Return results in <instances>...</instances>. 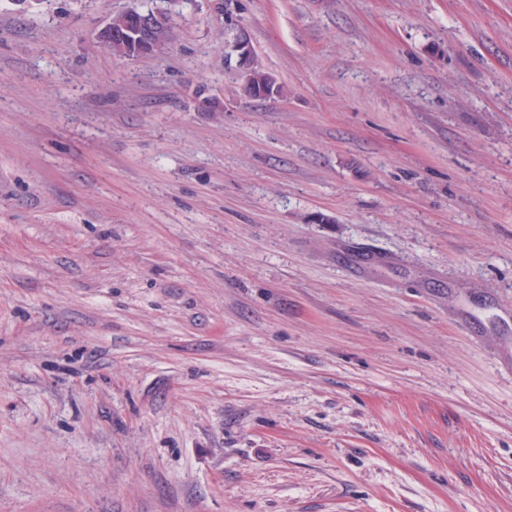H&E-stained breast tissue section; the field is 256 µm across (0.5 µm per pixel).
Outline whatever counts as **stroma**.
Returning a JSON list of instances; mask_svg holds the SVG:
<instances>
[{
  "label": "stroma",
  "mask_w": 512,
  "mask_h": 512,
  "mask_svg": "<svg viewBox=\"0 0 512 512\" xmlns=\"http://www.w3.org/2000/svg\"><path fill=\"white\" fill-rule=\"evenodd\" d=\"M0 512H512V0H0ZM106 24L101 32L102 41L118 56L124 54L123 46L113 45L115 41L124 43L131 52L125 57H141L151 54L161 46V33L169 29V17L165 12H143L130 9L118 14ZM232 51L236 56V74L238 79L249 81L251 80L252 69L256 64L254 61V53L249 40V37L245 30H241L237 35L235 42L233 44ZM269 74L264 71L262 68H256L254 70V75L250 82H242L243 91L248 94L250 97L255 98L254 96V85H260L259 87V96L261 97H271L275 96L274 93L270 95L269 87L261 84L268 80Z\"/></svg>",
  "instance_id": "stroma-1"
}]
</instances>
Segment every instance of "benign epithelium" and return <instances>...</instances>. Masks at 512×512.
Returning <instances> with one entry per match:
<instances>
[{
    "mask_svg": "<svg viewBox=\"0 0 512 512\" xmlns=\"http://www.w3.org/2000/svg\"><path fill=\"white\" fill-rule=\"evenodd\" d=\"M120 20L110 21L101 32L102 41L112 46L115 41L124 43L130 57H141L154 52L162 44L161 33L169 29V17L165 12H143L136 9L119 14ZM236 56V74L238 79L251 80L255 65L254 53L246 31L237 35L233 44Z\"/></svg>",
    "mask_w": 512,
    "mask_h": 512,
    "instance_id": "obj_1",
    "label": "benign epithelium"
}]
</instances>
